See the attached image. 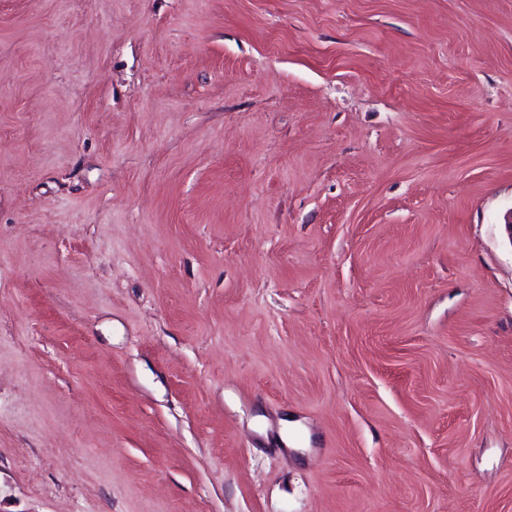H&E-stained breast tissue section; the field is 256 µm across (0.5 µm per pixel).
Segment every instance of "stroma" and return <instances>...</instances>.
<instances>
[{"label": "stroma", "instance_id": "obj_1", "mask_svg": "<svg viewBox=\"0 0 512 512\" xmlns=\"http://www.w3.org/2000/svg\"><path fill=\"white\" fill-rule=\"evenodd\" d=\"M511 208L512 0H0V512H512Z\"/></svg>", "mask_w": 512, "mask_h": 512}]
</instances>
